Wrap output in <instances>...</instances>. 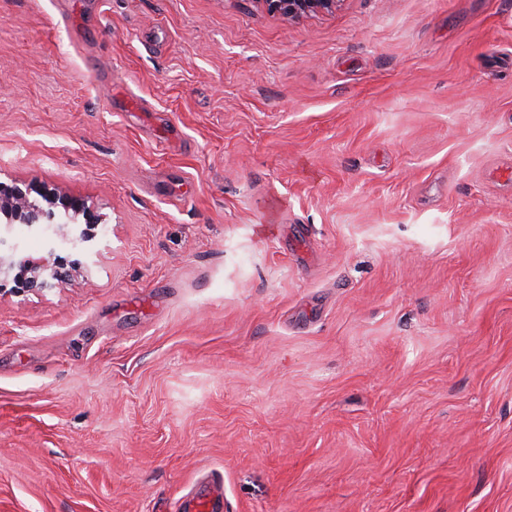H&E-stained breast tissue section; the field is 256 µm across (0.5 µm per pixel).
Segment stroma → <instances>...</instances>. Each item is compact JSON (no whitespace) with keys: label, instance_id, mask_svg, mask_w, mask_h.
<instances>
[{"label":"stroma","instance_id":"35a3bbf8","mask_svg":"<svg viewBox=\"0 0 512 512\" xmlns=\"http://www.w3.org/2000/svg\"><path fill=\"white\" fill-rule=\"evenodd\" d=\"M0 180V512H512V0H0ZM269 13L288 19L304 15L329 13L343 0H255ZM34 194L32 200L28 199V211L22 218H14V223L39 226L43 229L53 224L78 223L81 219L85 229L78 234L71 235L70 231L60 230L59 234L71 248L83 253L94 239L93 230L102 224L101 216L81 197L61 193L57 188L38 182H14L8 185L0 182L1 206H5L13 197H28ZM43 202L48 206L61 208L55 212L53 208H44ZM59 204V206H56ZM19 219L21 222H19ZM73 219V222H66ZM6 244L0 228V282L6 281L16 271L13 276L15 288H3L5 284L0 283V295L21 292L40 294L50 288H61L68 282L69 274L61 271L64 264L53 257L54 248L50 249L47 256L18 254L16 246H9L2 254V245ZM224 506L222 488L218 481L214 482L209 499H192L182 504V508L195 512H211Z\"/></svg>","mask_w":512,"mask_h":512}]
</instances>
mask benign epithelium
I'll return each mask as SVG.
<instances>
[{
	"mask_svg": "<svg viewBox=\"0 0 512 512\" xmlns=\"http://www.w3.org/2000/svg\"><path fill=\"white\" fill-rule=\"evenodd\" d=\"M269 13L288 19L304 15L329 13L336 10L343 0H256ZM32 197L28 211L20 218L21 223L48 228L73 219L82 220L85 228L73 234L67 230L60 235L71 248L84 252L94 239V229L102 223L101 216L81 197L71 196L38 182H0V204L6 205L14 197ZM54 251L45 256L16 253L10 246L0 253V278L13 277L15 287L5 288L0 283V295L29 292L40 294L50 288H60L68 282L63 263L53 257Z\"/></svg>",
	"mask_w": 512,
	"mask_h": 512,
	"instance_id": "7a95c632",
	"label": "benign epithelium"
}]
</instances>
